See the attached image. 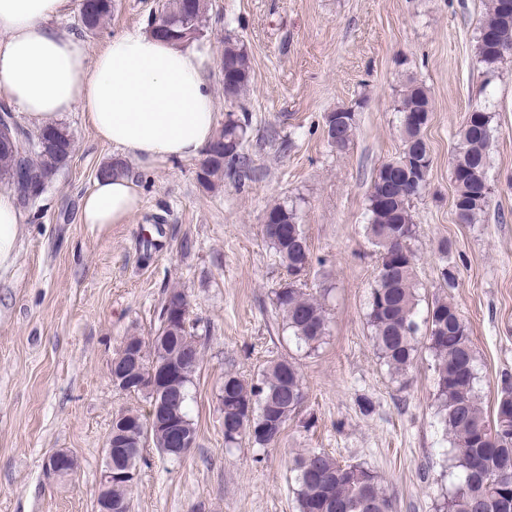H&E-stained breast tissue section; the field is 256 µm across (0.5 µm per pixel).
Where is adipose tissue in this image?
I'll list each match as a JSON object with an SVG mask.
<instances>
[{
	"instance_id": "ef3b65f1",
	"label": "adipose tissue",
	"mask_w": 512,
	"mask_h": 512,
	"mask_svg": "<svg viewBox=\"0 0 512 512\" xmlns=\"http://www.w3.org/2000/svg\"><path fill=\"white\" fill-rule=\"evenodd\" d=\"M73 0H0V100L38 127L82 113L96 135L141 164L200 155L214 136L215 103L205 60L144 31L112 37L91 52L58 22ZM132 177L96 181L84 198L86 224H124L139 208ZM24 216L0 190V271L15 263Z\"/></svg>"
}]
</instances>
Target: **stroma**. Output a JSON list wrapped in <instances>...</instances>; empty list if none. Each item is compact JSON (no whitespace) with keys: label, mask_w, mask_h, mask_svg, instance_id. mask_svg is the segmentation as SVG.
Returning a JSON list of instances; mask_svg holds the SVG:
<instances>
[{"label":"stroma","mask_w":512,"mask_h":512,"mask_svg":"<svg viewBox=\"0 0 512 512\" xmlns=\"http://www.w3.org/2000/svg\"><path fill=\"white\" fill-rule=\"evenodd\" d=\"M204 34L216 116L229 109L220 68L225 36L251 61L242 100L251 117L247 178L203 187L195 159L151 168L126 164L141 207L125 224L81 221L98 169L120 152L80 113H66L74 151L24 221L13 267L0 272V512H96L97 483L115 415L147 414L145 395L112 382L127 336H150L167 293L190 304L203 361L191 388L198 439L179 460L142 449L131 512H296L290 460L307 448L374 471L395 512H437L455 480L436 417L433 357L420 349L404 381L392 379L372 343L368 299L379 251L367 231V197L380 166L402 148L394 105L414 78L432 112L423 131L429 185L414 203L416 273L422 300L447 295L458 307L477 359V390L493 416L504 376L512 377V57L490 93L475 56L483 0H207ZM157 0H115L87 35L92 51L112 36L147 29ZM357 108L344 152L324 135V116ZM494 114L490 205L477 223L452 214V162L464 118L477 104ZM296 202L311 252L297 285L324 295L329 332L315 349L297 347L273 304L288 272L265 242L268 206ZM193 247L182 252L180 242ZM452 250L442 255L441 240ZM151 251H144V241ZM298 367L305 401L267 449L225 447L219 394L225 372L256 381L270 360ZM369 399L370 413L359 402ZM77 458L76 474H47L52 452Z\"/></svg>","instance_id":"1"}]
</instances>
